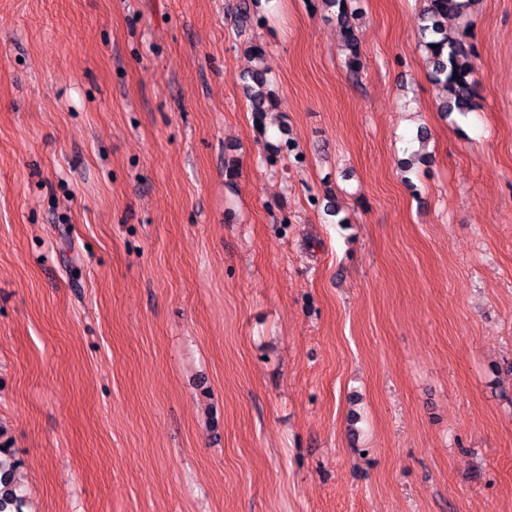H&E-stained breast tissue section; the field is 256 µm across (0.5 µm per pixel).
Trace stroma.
Returning a JSON list of instances; mask_svg holds the SVG:
<instances>
[{
    "label": "stroma",
    "instance_id": "stroma-1",
    "mask_svg": "<svg viewBox=\"0 0 512 512\" xmlns=\"http://www.w3.org/2000/svg\"><path fill=\"white\" fill-rule=\"evenodd\" d=\"M236 3L0 0L22 512H512V0L448 20L464 117L423 0H358L356 77L322 0ZM474 0H424L425 24L421 39L431 67V80L446 91L441 111L465 115L473 110L475 95L471 53L455 34L448 31V16L466 13ZM438 45V48H432ZM457 71V78H454ZM246 77V94L251 101V112H253L254 118L258 121L263 112H268L270 109H275L279 106V94L276 92L273 82L266 76L263 70L253 69L248 71L244 78Z\"/></svg>",
    "mask_w": 512,
    "mask_h": 512
}]
</instances>
